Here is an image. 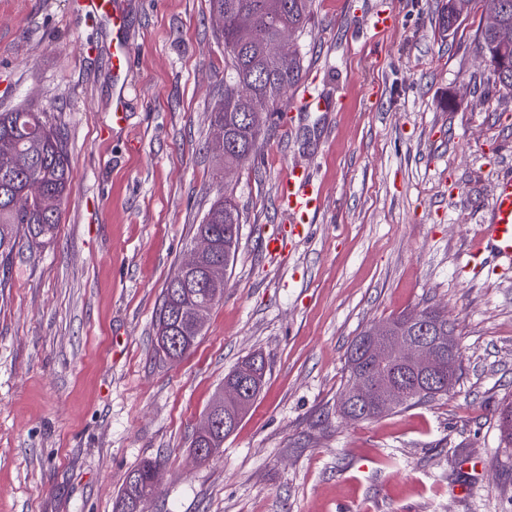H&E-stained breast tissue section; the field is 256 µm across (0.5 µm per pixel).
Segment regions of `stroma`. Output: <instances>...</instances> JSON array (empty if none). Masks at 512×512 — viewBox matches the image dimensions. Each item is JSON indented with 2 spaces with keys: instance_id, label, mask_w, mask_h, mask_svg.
I'll list each match as a JSON object with an SVG mask.
<instances>
[{
  "instance_id": "1",
  "label": "stroma",
  "mask_w": 512,
  "mask_h": 512,
  "mask_svg": "<svg viewBox=\"0 0 512 512\" xmlns=\"http://www.w3.org/2000/svg\"><path fill=\"white\" fill-rule=\"evenodd\" d=\"M74 0H0V111L43 113L68 151L56 236L0 258V512H113L128 472L161 461L149 512H512V268L466 272L503 172L512 91L482 61L474 0L454 28L439 0H313L292 48L326 111L265 118L254 157L219 179L210 112L224 42L208 0H125L130 124L113 130L110 35ZM395 24L364 29L381 9ZM298 166L323 207L283 257ZM242 212L224 296L197 345L155 349L162 288L224 186ZM454 326L448 393L343 422L361 331L424 309ZM264 386L217 458L196 428L242 359Z\"/></svg>"
}]
</instances>
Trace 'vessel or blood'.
I'll use <instances>...</instances> for the list:
<instances>
[{
  "label": "vessel or blood",
  "mask_w": 512,
  "mask_h": 512,
  "mask_svg": "<svg viewBox=\"0 0 512 512\" xmlns=\"http://www.w3.org/2000/svg\"><path fill=\"white\" fill-rule=\"evenodd\" d=\"M80 13L96 16L108 23L112 39V79L115 91L112 97V126L126 128L129 123L128 96L130 85L126 79L132 46L129 41L123 0H78ZM279 197L291 223H310L319 209L322 196L319 188L300 168H292L281 179ZM495 254L500 266L512 265V175H504L490 208L487 224L474 244V255Z\"/></svg>",
  "instance_id": "obj_1"
}]
</instances>
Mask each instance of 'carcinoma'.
Here are the masks:
<instances>
[{
  "label": "carcinoma",
  "mask_w": 512,
  "mask_h": 512,
  "mask_svg": "<svg viewBox=\"0 0 512 512\" xmlns=\"http://www.w3.org/2000/svg\"><path fill=\"white\" fill-rule=\"evenodd\" d=\"M471 0H448L441 12L446 28L468 9ZM311 0H209L210 14L217 23L216 34L224 41V96L211 112V125L224 126V148H213L223 163L232 167L249 159L258 148L261 128L247 121L249 112H275L283 105L285 92L301 80L302 65L297 56L272 59L268 46L283 31L301 36L310 12ZM476 40L482 56L492 67L498 83L512 89V58L498 61L501 46L495 33L478 28ZM72 189L66 145L60 135L38 112L16 108L0 112V255L8 257L25 238L31 246L51 239L59 224L62 201ZM241 213L232 192L215 201L195 236L206 235L214 243L212 252L201 257L192 275L182 280L183 265L166 281L158 316V332L171 330L180 337L179 355L197 344L193 323L187 318L189 306L214 290L207 270L216 262L229 269L234 261ZM405 407L415 406L448 393L442 386L428 393L409 379ZM256 397L243 392L240 402L224 409L226 428L207 440L212 456L222 452L224 439L242 420ZM512 402L502 404L498 414L501 441L512 447ZM161 463L144 461L131 469L116 498L113 512H136V504L157 479Z\"/></svg>",
  "instance_id": "cac0c4a2"
}]
</instances>
